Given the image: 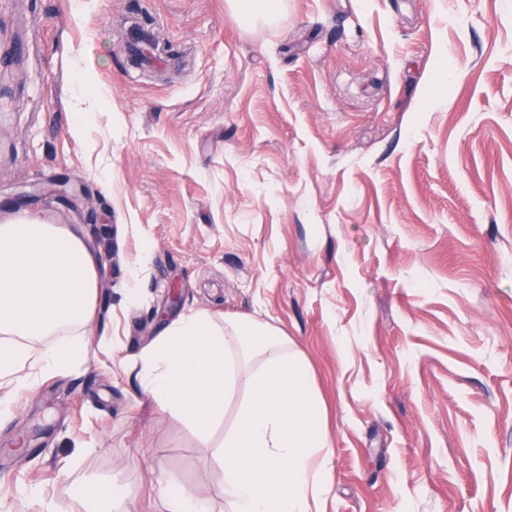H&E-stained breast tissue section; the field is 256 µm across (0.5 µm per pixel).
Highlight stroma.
I'll use <instances>...</instances> for the list:
<instances>
[{
	"label": "stroma",
	"mask_w": 512,
	"mask_h": 512,
	"mask_svg": "<svg viewBox=\"0 0 512 512\" xmlns=\"http://www.w3.org/2000/svg\"><path fill=\"white\" fill-rule=\"evenodd\" d=\"M80 3L0 0V210L100 263L84 358L0 422V512H88L71 489L102 481L126 512H166V481L228 512L245 383L204 438L135 379L196 310L304 355L312 512H512V0H282L250 27L226 0Z\"/></svg>",
	"instance_id": "obj_1"
}]
</instances>
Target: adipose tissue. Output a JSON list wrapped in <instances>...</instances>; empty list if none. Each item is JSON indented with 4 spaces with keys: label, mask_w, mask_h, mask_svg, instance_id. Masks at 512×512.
I'll list each match as a JSON object with an SVG mask.
<instances>
[{
    "label": "adipose tissue",
    "mask_w": 512,
    "mask_h": 512,
    "mask_svg": "<svg viewBox=\"0 0 512 512\" xmlns=\"http://www.w3.org/2000/svg\"><path fill=\"white\" fill-rule=\"evenodd\" d=\"M99 270L75 230L38 217L0 224V421L34 387L25 367L59 372L82 358ZM144 395L201 437L224 419L238 381L248 395L218 450L231 512H311L321 485L314 460L328 448L321 403L303 354L252 319L217 324L182 316L144 351Z\"/></svg>",
    "instance_id": "ef3b65f1"
}]
</instances>
